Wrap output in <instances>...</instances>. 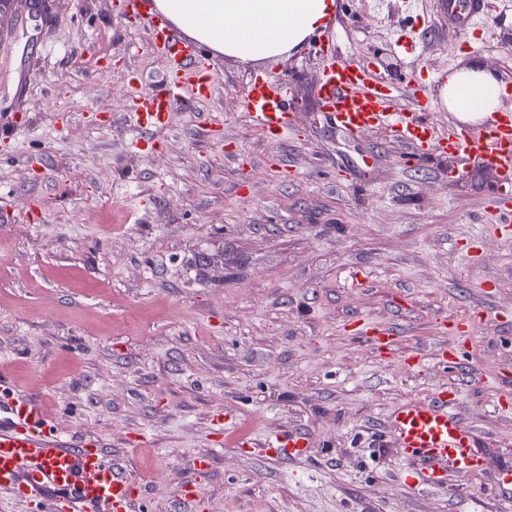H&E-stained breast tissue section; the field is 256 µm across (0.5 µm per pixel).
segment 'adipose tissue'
I'll return each instance as SVG.
<instances>
[{
  "label": "adipose tissue",
  "mask_w": 512,
  "mask_h": 512,
  "mask_svg": "<svg viewBox=\"0 0 512 512\" xmlns=\"http://www.w3.org/2000/svg\"><path fill=\"white\" fill-rule=\"evenodd\" d=\"M335 0H156L158 10L186 37L216 54L252 65L285 59L326 21ZM504 87L493 73L471 64L441 89L458 119L478 122L500 111Z\"/></svg>",
  "instance_id": "ef3b65f1"
}]
</instances>
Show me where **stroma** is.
<instances>
[{
    "label": "stroma",
    "instance_id": "1",
    "mask_svg": "<svg viewBox=\"0 0 512 512\" xmlns=\"http://www.w3.org/2000/svg\"><path fill=\"white\" fill-rule=\"evenodd\" d=\"M335 2L333 26L288 59L215 57L213 96L184 94L140 153L121 76L151 84L168 65L124 0H54L56 22L33 33L30 110L0 141V361L146 486L135 512H170L203 454L199 512H512V487L491 482L512 468V321L480 323L457 368L430 361L449 322L512 311V238L482 221L495 174L449 176L445 154L407 163L385 127L347 136L319 104L329 52L425 89L448 131L449 73H512V0L469 28L449 24L447 0ZM0 29L5 98L32 33L11 9ZM258 78L292 91L282 143L251 120ZM354 317L394 326L395 352L357 340ZM414 353L425 364L404 366ZM450 385L488 468L420 488L391 415ZM288 430L306 455L269 456Z\"/></svg>",
    "mask_w": 512,
    "mask_h": 512
}]
</instances>
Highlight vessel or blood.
<instances>
[{
  "instance_id": "b4317fda",
  "label": "vessel or blood",
  "mask_w": 512,
  "mask_h": 512,
  "mask_svg": "<svg viewBox=\"0 0 512 512\" xmlns=\"http://www.w3.org/2000/svg\"><path fill=\"white\" fill-rule=\"evenodd\" d=\"M127 8L143 20L154 50L169 66V79L156 88L144 80H126L130 110L137 125L162 124L182 98L184 88L195 97L214 92L212 56L207 46L183 36L156 10L154 0H127ZM31 72L28 54L15 59L12 95L0 100V132L11 133L16 117L29 103ZM322 105L336 126L354 136L388 124L393 138L411 150L413 157L436 151L460 162L480 159L501 176V190L486 213L487 223L503 235L512 234V113L496 112L480 127L458 126L437 134L429 120V105L407 108L402 95L374 77L364 67L338 59L323 69ZM290 92L287 87L256 82L249 97L251 117L268 140L287 138L291 130ZM361 337L376 350L391 352L396 346L392 330L374 326ZM457 395L439 389L426 402H410L392 416V431L404 454L417 460L418 485L441 488L448 474L466 476L485 470L487 457L476 431L455 412ZM277 450L303 455L308 440L297 432L276 436ZM211 466L209 457L195 459L192 476L186 477L174 496V512H198L203 489L198 480ZM34 496L64 504L68 512H133L138 497L132 482L94 437L67 433L58 428L42 402L17 388L9 368L0 364V491Z\"/></svg>"
}]
</instances>
